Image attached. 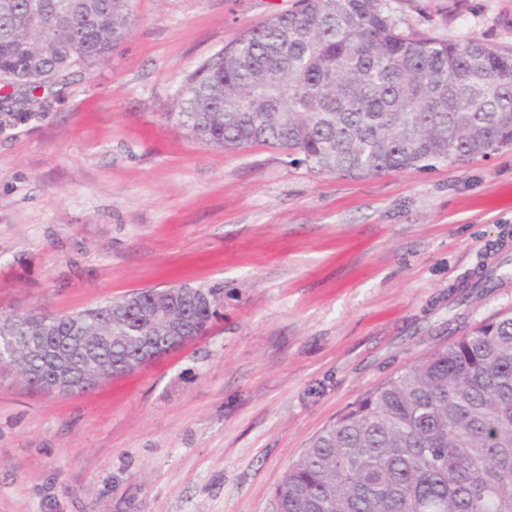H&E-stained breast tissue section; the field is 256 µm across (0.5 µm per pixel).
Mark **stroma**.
<instances>
[{"mask_svg":"<svg viewBox=\"0 0 512 512\" xmlns=\"http://www.w3.org/2000/svg\"><path fill=\"white\" fill-rule=\"evenodd\" d=\"M297 5L131 0L111 57L0 132V316L224 285L206 336L96 389L0 371V512H276L312 437L512 312V145L351 179L170 120L202 63ZM384 7L413 37L512 49V0Z\"/></svg>","mask_w":512,"mask_h":512,"instance_id":"1","label":"stroma"}]
</instances>
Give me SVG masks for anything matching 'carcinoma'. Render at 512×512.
<instances>
[{
	"label": "carcinoma",
	"instance_id": "cac0c4a2",
	"mask_svg": "<svg viewBox=\"0 0 512 512\" xmlns=\"http://www.w3.org/2000/svg\"><path fill=\"white\" fill-rule=\"evenodd\" d=\"M130 0H0V80L35 91L106 61ZM35 116L0 112V130ZM167 117L205 145L260 144L321 174L368 178L465 162L512 145V52L412 38L383 0H300L243 32L191 75ZM220 283L133 292L77 318L6 316L12 336L71 353V323L119 369L141 337L189 319L203 335ZM48 383L47 363L19 364ZM277 512H512V315L482 322L402 369L310 439L273 491Z\"/></svg>",
	"mask_w": 512,
	"mask_h": 512
}]
</instances>
